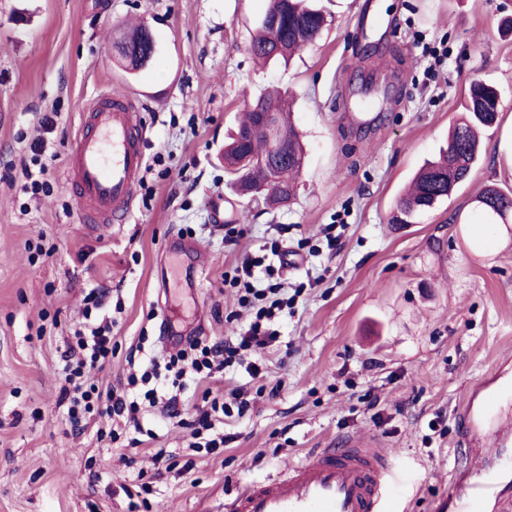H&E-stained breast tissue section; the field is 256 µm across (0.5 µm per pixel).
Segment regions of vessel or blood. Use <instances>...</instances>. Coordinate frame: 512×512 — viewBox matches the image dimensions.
<instances>
[{
  "mask_svg": "<svg viewBox=\"0 0 512 512\" xmlns=\"http://www.w3.org/2000/svg\"><path fill=\"white\" fill-rule=\"evenodd\" d=\"M81 122L65 165V178L77 200L80 221L99 219L111 227L113 218L130 214L135 188L145 166L142 143L146 129L135 100L107 91L79 105ZM497 406L489 395L480 409L462 415L466 436L473 441L512 444V428L488 427L484 420ZM284 478L247 485L225 499L224 512H390L388 489L392 472L378 452L355 440L339 448H322L306 460L286 466ZM512 468L495 475L458 481L451 498L460 512H472L491 499L500 512H512Z\"/></svg>",
  "mask_w": 512,
  "mask_h": 512,
  "instance_id": "b4317fda",
  "label": "vessel or blood"
}]
</instances>
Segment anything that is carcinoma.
I'll list each match as a JSON object with an SVG mask.
<instances>
[{
	"instance_id": "obj_1",
	"label": "carcinoma",
	"mask_w": 512,
	"mask_h": 512,
	"mask_svg": "<svg viewBox=\"0 0 512 512\" xmlns=\"http://www.w3.org/2000/svg\"><path fill=\"white\" fill-rule=\"evenodd\" d=\"M326 24L323 10L315 0H269L257 34L251 40L252 55L263 62L288 61L297 51L313 44ZM150 37L144 29L123 36V41L149 50ZM244 112L230 142L224 145V171L231 176L236 195L249 188H261L269 205H285L294 193V177L305 159V150L294 124L286 94L273 91L251 98L243 95ZM280 116L281 138L288 151L278 153L259 131L261 113ZM498 121L496 90L474 78L465 97L464 116L448 133V141L437 157L428 161L398 197L392 223L410 224L415 215L449 197L470 176L487 150L483 131ZM487 224H512V191L492 184L476 197Z\"/></svg>"
}]
</instances>
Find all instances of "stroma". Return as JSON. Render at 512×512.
<instances>
[{
	"mask_svg": "<svg viewBox=\"0 0 512 512\" xmlns=\"http://www.w3.org/2000/svg\"><path fill=\"white\" fill-rule=\"evenodd\" d=\"M267 3L0 0V512H131L125 492L144 482L149 512H220L351 438L388 458L399 512H440L455 479L496 455L491 442L473 453L459 413L497 387L494 418L512 423V232L490 230L474 251L465 228L482 219L484 185L512 188V0H321L317 42L264 67L248 46ZM138 27L158 51L133 73L118 42ZM433 46L448 52L437 68ZM476 77L499 92L486 154L444 203L393 229L397 198L445 147ZM108 88L137 97L147 139L129 220L105 231L79 223L64 170L79 102ZM278 88L295 95L306 158L294 198L272 209L232 192L221 154L242 93ZM41 145L50 191L35 194L19 172ZM215 199L237 241L216 226ZM186 240L202 285L186 270L161 295L167 245ZM274 243L292 260L275 282L305 291L259 375L212 381L248 399L224 420L223 454L191 448L188 429L148 407L135 435L110 439L100 417L72 432L63 355L91 290L108 293L114 344L92 380L116 387L137 342L158 352L167 330L237 336L224 274L248 255L275 263ZM160 450L195 465L156 475Z\"/></svg>",
	"mask_w": 512,
	"mask_h": 512,
	"instance_id": "stroma-1",
	"label": "stroma"
}]
</instances>
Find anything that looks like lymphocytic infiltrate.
<instances>
[{"label":"lymphocytic infiltrate","instance_id":"lymphocytic-infiltrate-1","mask_svg":"<svg viewBox=\"0 0 512 512\" xmlns=\"http://www.w3.org/2000/svg\"><path fill=\"white\" fill-rule=\"evenodd\" d=\"M274 272V267L265 264L260 257L248 258L237 267L231 284L241 291V305L255 307L256 313L236 340L214 342L204 336L188 337L185 348L161 360L151 359L141 375H130L122 392L89 381L91 374L102 370L112 357V320L102 313V296L89 294L97 315L87 318L75 329L63 367L62 396L68 401V420L73 430L83 429L96 415L108 416L118 427L138 426L140 404L145 401L149 406L162 408L169 418L178 420L180 426L190 427L192 436L209 430L207 447H223L224 436L215 432L214 427L229 415L232 405L238 404L240 392L233 391L225 396L204 390L205 407L192 424L182 416L186 406L182 394L187 381L200 383L235 366H245L252 375L259 373L263 352L279 338V331L273 325L277 311L296 303L295 298L281 297V285L261 286V279L273 277Z\"/></svg>","mask_w":512,"mask_h":512}]
</instances>
